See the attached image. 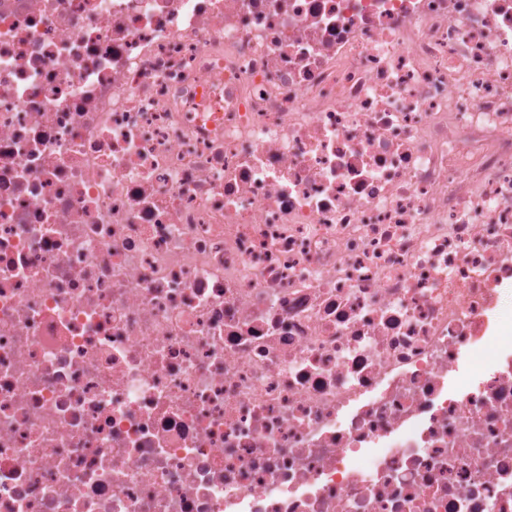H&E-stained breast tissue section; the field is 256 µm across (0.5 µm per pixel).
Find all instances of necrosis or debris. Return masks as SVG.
Returning a JSON list of instances; mask_svg holds the SVG:
<instances>
[{"mask_svg": "<svg viewBox=\"0 0 512 512\" xmlns=\"http://www.w3.org/2000/svg\"><path fill=\"white\" fill-rule=\"evenodd\" d=\"M512 0H0V512H512Z\"/></svg>", "mask_w": 512, "mask_h": 512, "instance_id": "obj_1", "label": "necrosis or debris"}]
</instances>
